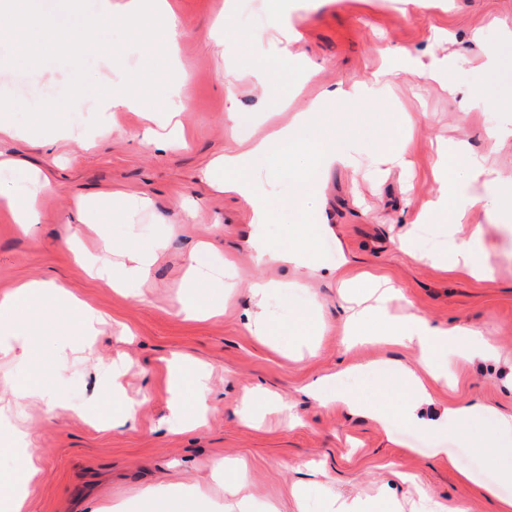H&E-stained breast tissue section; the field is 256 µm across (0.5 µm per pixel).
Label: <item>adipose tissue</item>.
I'll return each instance as SVG.
<instances>
[{
  "mask_svg": "<svg viewBox=\"0 0 512 512\" xmlns=\"http://www.w3.org/2000/svg\"><path fill=\"white\" fill-rule=\"evenodd\" d=\"M112 10V0H100L98 18L88 19L83 30L65 31L58 28L51 17L35 10L31 0H5L0 5L1 14L22 22L33 33H53L58 46L72 53L82 52L89 45V33L97 28L99 18L111 16ZM125 15L138 26L144 25L151 17L162 19L171 44H178L181 27L167 0H128ZM191 91L190 75L181 74L173 91L176 110L160 116L151 110L145 100L132 95L124 84L117 83L111 85L104 96L101 109L107 119L120 110L141 113L147 121L164 130L165 140L174 142L183 135L175 113L186 108ZM326 104L323 98L313 101L308 110L296 113L287 124L274 127L262 136L245 139L240 150L224 154L207 171L211 185L235 193L248 203L256 226L261 227L275 217L263 182L275 177L277 161L285 155L296 158L311 154V162L299 168L296 175L295 206L304 218L303 223L294 227L297 243H275L261 234L253 235L248 242L258 261L309 275L317 274L323 267L315 242L327 230L326 218L316 205L321 193L318 175L336 166L351 167L353 163L350 156L337 150L336 136L328 125L314 118L315 112ZM467 174L471 182L491 183L497 187L496 195L476 198L474 205L482 206L488 215L497 217L500 222L511 220L512 212L502 208L501 202L512 196V183L494 176L476 163L468 164ZM48 186L45 180L23 178L16 180L8 191L0 193V198L14 212L18 223L33 224L37 221L35 197ZM457 196L456 181L448 176L441 178L431 211L415 215V223L424 224L432 220L467 223L472 205L458 203ZM161 248V243L157 242L147 248L131 250L127 263L120 267L113 268L107 263L97 262L91 265L90 272L95 277L110 280L113 287L138 293L141 288L147 287L150 267ZM485 255L483 241L475 233L453 243L448 249L434 252L431 259L444 269L461 270L474 276L483 272ZM341 283L350 293L375 300L374 305L366 310L347 311L345 322L351 341L381 338L392 344L413 347L417 352L416 367L403 368L382 379L381 385L388 393V402L369 403L350 391L344 393V402L377 420L398 416L408 423L420 424L425 430L445 428L449 433L461 437L467 447L478 449L497 464L496 482L484 485L483 490L488 496L498 499L499 512H512V499L501 497L498 491L499 485L512 483V465L505 463L504 450L495 445L482 426L480 418L484 413L483 408H447L441 419L435 421L420 420L417 414L420 406L431 401L427 383L447 385L450 359L488 355L492 352L491 346L475 339H464L460 331L432 325L425 316L414 311L392 314L389 304L397 291L377 278L345 277ZM35 293L34 287L23 286L13 296L0 300V349L5 344L16 343L20 349L19 358L26 363H35L40 359L30 333L32 323L44 314L43 309L32 303ZM169 374L173 390L172 424L182 430L192 429L210 409V389L192 364L174 362L169 367Z\"/></svg>",
  "mask_w": 512,
  "mask_h": 512,
  "instance_id": "ef3b65f1",
  "label": "adipose tissue"
}]
</instances>
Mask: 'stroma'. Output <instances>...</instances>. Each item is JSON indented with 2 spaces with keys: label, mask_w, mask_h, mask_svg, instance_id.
<instances>
[{
  "label": "stroma",
  "mask_w": 512,
  "mask_h": 512,
  "mask_svg": "<svg viewBox=\"0 0 512 512\" xmlns=\"http://www.w3.org/2000/svg\"><path fill=\"white\" fill-rule=\"evenodd\" d=\"M184 33L177 55H169L166 29L151 21L140 36L120 10L102 22L98 37L121 65L105 73L102 55H73L49 46L32 47L20 23L0 26V102L13 103L10 120L18 134L0 136V159L13 162L0 172V186L38 170L52 188L39 197L38 222L16 224L0 206V297L25 282L65 288L84 306L105 313L94 335L74 329L73 314L57 308L45 348L44 371L53 398L62 408L40 401L16 406L11 382L27 366L0 357V416L21 425L38 467L27 486L28 512H112L127 503L143 512L145 487L180 485L199 492L212 512L229 498L211 462L236 460L249 474L246 489L253 512H318V492L373 497L385 492L403 507L420 495L447 505L449 512H497L495 500L480 485L496 474L476 450L448 435L390 420L383 425L351 413L335 402V384L323 388L327 403L309 393L318 378L353 365H415L409 347L344 345L343 310L332 271L297 274L278 265L256 264L248 247L253 214L238 195L220 192L203 178L210 161L237 149L225 125L227 85H234L243 113V134L263 130L267 113L289 100L304 110L324 91L359 85L353 102L341 101L347 131L338 144L351 153L355 170L337 168L323 178L319 199L329 234L316 244L332 268L346 264L349 276L370 273L389 279L402 297L394 310L419 312L432 323L475 331L496 350L494 356L454 361L447 386L431 388L426 417L442 408L479 404L512 415V223L490 222L474 210L470 223L425 225L413 251L400 248L406 223L426 210L435 196V148L467 141L472 158L501 176H512V0H447L446 6L419 8L402 0H304L293 14L300 34L282 46L270 35L268 0H172ZM213 30L223 52L206 45ZM400 55L393 73L375 82L383 63L380 50ZM499 56L487 65V52ZM441 60L460 85L484 90V102L462 115L457 102L433 80H414L408 68ZM192 79V94L180 119L185 137L167 149L147 143L138 118L117 112L103 125L96 104L109 82H130L156 112L169 111L168 89L181 71ZM410 113L418 124L409 167L379 175L386 135H399L394 113ZM60 124L79 130L77 139L47 140ZM510 129L502 139L486 129ZM295 171L282 166L270 186L284 212L266 225L272 241L287 240L295 219L287 212ZM106 194L132 200L146 196L150 210L120 220L111 210L97 213L82 227V243L99 255L100 238L111 240L107 261L123 251L165 241L143 297L113 290L88 276L67 244L78 224L80 199ZM480 228L491 248L485 279L419 261V254L447 248L452 239ZM200 271L227 282L222 315L191 320L182 311V281L187 257ZM255 279L299 280L291 296L268 297L264 306L281 338H288L297 311L317 306L322 320L317 344L296 354L270 348L248 324L256 311L247 284ZM194 360L210 390L211 409L191 431L170 428L172 393L167 359ZM120 384L138 403L134 425L106 429L99 418L112 409V386ZM287 399L290 417L272 413L249 427L240 419L245 391ZM467 471L472 481L459 480ZM312 485L307 504L292 495L295 484Z\"/></svg>",
  "instance_id": "1"
}]
</instances>
